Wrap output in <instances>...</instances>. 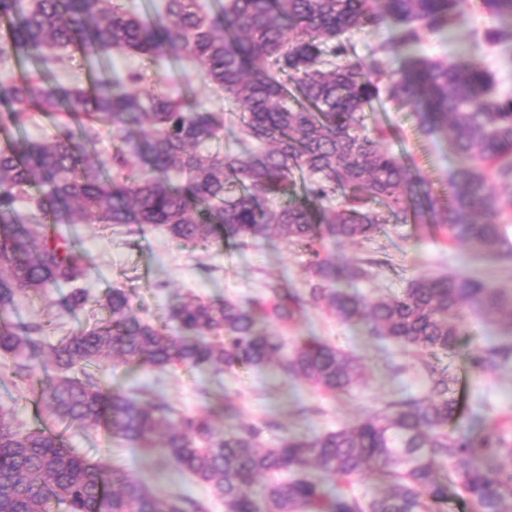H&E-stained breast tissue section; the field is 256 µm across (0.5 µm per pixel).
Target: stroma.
Here are the masks:
<instances>
[{
    "mask_svg": "<svg viewBox=\"0 0 512 512\" xmlns=\"http://www.w3.org/2000/svg\"><path fill=\"white\" fill-rule=\"evenodd\" d=\"M492 17L480 0H466L465 17L451 35H425L422 55L455 59L463 54L476 60L494 76L496 90L512 95V46H491L484 42L486 29L493 27ZM144 68L149 78H162L173 95L196 94L199 101L215 112L227 111L221 92L205 85L192 63L181 65L158 57L143 63L135 55L113 54L105 69L107 77L121 81L128 71ZM410 104L384 102L371 113L369 128L399 126L407 136L391 141L393 151L407 155L419 173L434 187L448 180L456 160L446 140L438 134L417 132V121ZM69 233L86 249L91 276L86 284L89 294L98 298L115 287L126 290L134 312L145 319L161 321L179 297L190 293L205 299L242 300L262 291L269 283L288 282L305 290L311 275L308 255L302 248L270 237L255 245L238 249L224 247L205 251L171 240L163 228L152 227L141 234L126 228L115 232L94 224L69 226ZM327 250L338 265H345L369 252L385 251L388 261L368 280H341L340 285L368 297L399 295L409 282L421 275L454 274L468 271L512 287V261L474 256L468 246L452 245L442 233L417 224L390 222L383 225L376 241L357 245L328 243ZM56 295L42 298L18 295V316L45 324V340L55 343L78 330L89 316H102L99 307L76 314L61 312ZM287 341L314 335L356 357L364 367V377L347 394L329 396L301 379L286 376L277 365L258 370L241 369L233 373L213 370H159L145 366L103 365L96 375L113 390L125 393L138 388L143 398L161 399L176 412L208 410L217 432L231 424L220 410L229 402L242 422H270L262 444L270 448L286 435L312 436L330 429L352 425L359 418L377 414L392 400L413 401L423 397L427 382L421 362L407 348L368 335L361 323H345L331 311L309 307L295 322L279 327ZM501 331L496 324L469 320L455 352L441 356L440 366L450 367L457 375L456 396L464 422L481 431L485 419L512 415V366L496 373L476 374L468 358L476 349L498 342ZM32 383L15 376L14 362L0 356V410L10 411L25 427H53L46 411L32 402ZM69 448L89 459L109 460L113 465L134 472L147 486L162 494L181 493L203 502L208 512H224L209 488L182 474L163 452H144L111 438L104 427L71 429L66 433Z\"/></svg>",
    "mask_w": 512,
    "mask_h": 512,
    "instance_id": "1",
    "label": "stroma"
}]
</instances>
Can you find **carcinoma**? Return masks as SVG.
<instances>
[{"instance_id":"cac0c4a2","label":"carcinoma","mask_w":512,"mask_h":512,"mask_svg":"<svg viewBox=\"0 0 512 512\" xmlns=\"http://www.w3.org/2000/svg\"><path fill=\"white\" fill-rule=\"evenodd\" d=\"M153 13L120 0H0V353L15 373L43 376L39 402L58 423L103 424L113 438L167 453L205 483L224 512H438L448 486L473 512H512V417L489 420L482 434L461 422L457 378L434 360L457 347L467 316L502 323L507 341L471 359L475 372L512 362V289L466 272L419 276L400 296L366 299L338 287L336 263L321 256L328 240L362 244L394 218L437 229L452 244L487 258L512 260V98L493 91L487 70L466 56L447 62L417 53L422 35L460 23L464 0H163ZM499 25L486 34L512 42V0H482ZM393 37L367 58L348 35L384 23ZM89 63L124 52L197 65L207 85L236 106L241 139L261 151L226 154L224 114L193 95L145 92L143 70L124 83L91 86L49 80L60 52ZM405 56L380 85L379 54ZM28 62L17 77L8 65ZM410 102L425 132L439 133L455 154L442 199L407 157L367 134L374 104ZM38 118L53 133H25ZM112 135L110 162L102 132ZM66 224L104 230L162 227L184 244L247 247L276 234L304 248L311 279L245 302L187 295L154 324L132 310L122 288L98 306L107 317L55 345L38 341L45 326L12 319L22 292L70 288L66 313L92 302L84 284L88 256L63 233ZM386 263L371 255L347 268L366 280ZM308 306L416 350L427 393L393 401L382 415L313 436L289 435L261 447L264 427L241 423L215 433L204 415L175 416L164 401L111 391L89 372L101 363L234 372L275 362L287 375L328 394L363 377L360 362L317 336L289 351L271 325L296 320ZM387 491L365 502L340 488L365 470ZM203 512L181 494L159 496L136 475L93 462L43 427L22 430L0 413V512Z\"/></svg>"}]
</instances>
